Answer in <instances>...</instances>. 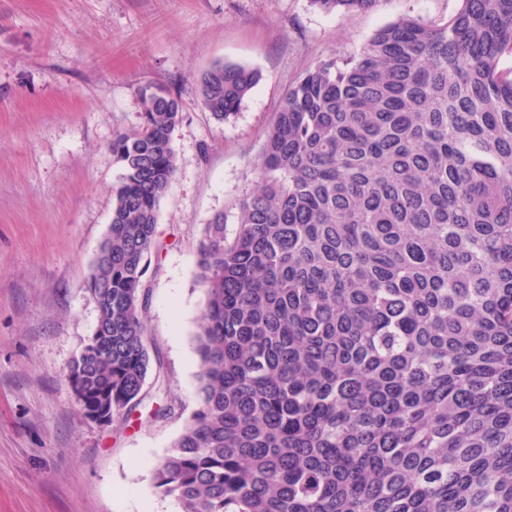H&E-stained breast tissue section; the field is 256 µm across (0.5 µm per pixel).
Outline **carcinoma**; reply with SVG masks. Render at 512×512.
<instances>
[{
  "instance_id": "1",
  "label": "carcinoma",
  "mask_w": 512,
  "mask_h": 512,
  "mask_svg": "<svg viewBox=\"0 0 512 512\" xmlns=\"http://www.w3.org/2000/svg\"><path fill=\"white\" fill-rule=\"evenodd\" d=\"M377 0H312L366 11ZM401 17L288 89L239 204L204 225L198 408L154 481L181 512H512V0ZM262 74L198 78L219 123ZM117 131L96 325L66 369L111 425L149 373V269L180 100Z\"/></svg>"
}]
</instances>
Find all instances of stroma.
<instances>
[{
	"label": "stroma",
	"mask_w": 512,
	"mask_h": 512,
	"mask_svg": "<svg viewBox=\"0 0 512 512\" xmlns=\"http://www.w3.org/2000/svg\"><path fill=\"white\" fill-rule=\"evenodd\" d=\"M459 7L378 0L328 15L311 0H0V512H117L122 495L148 496L155 512L175 504L154 470L198 407L190 358L205 224L224 213L234 238L265 134L310 66L349 58L402 16L442 23ZM218 60L263 75L221 124L196 84ZM147 82L182 106L150 267L147 324L163 373L129 420L101 426L80 412L64 370L96 322L86 280L121 174L112 137L140 125Z\"/></svg>",
	"instance_id": "stroma-1"
}]
</instances>
